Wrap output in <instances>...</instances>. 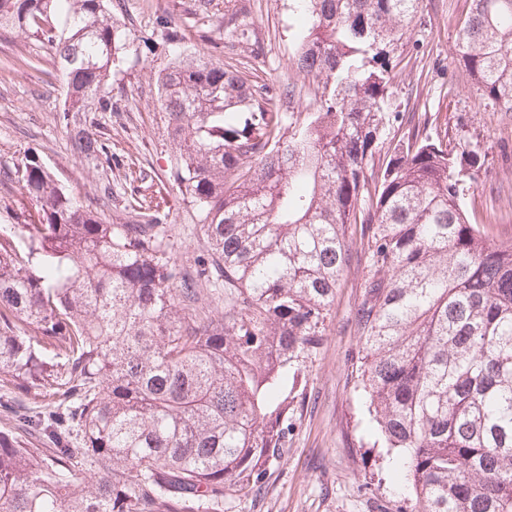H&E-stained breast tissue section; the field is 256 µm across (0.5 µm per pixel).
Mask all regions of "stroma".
<instances>
[{"mask_svg":"<svg viewBox=\"0 0 512 512\" xmlns=\"http://www.w3.org/2000/svg\"><path fill=\"white\" fill-rule=\"evenodd\" d=\"M469 0H423L417 22L392 54V108L427 119L429 136L470 142L482 167L464 202L471 222L489 225L512 241V120L485 107L458 62L457 22ZM236 13L224 23L225 8ZM126 31L123 61L112 76L113 111L87 115L118 167L79 154L58 113L66 87L52 49L14 29L0 33V168L19 169L37 157L86 204L103 183L114 197L105 220L119 224L130 197L170 192L172 147L156 79L173 60L162 39L166 27L182 35L187 51L239 69L244 77L290 87L284 112H310L316 85L293 64L300 26L294 0H213L208 13L196 0H112ZM173 262L194 270L206 260L203 230L192 209L169 219ZM345 270L322 341L306 362L307 385L295 403L282 455L246 497L225 496L223 512H396L400 496L382 480L381 451L363 446L354 399L361 348L356 312L368 275L360 246Z\"/></svg>","mask_w":512,"mask_h":512,"instance_id":"1","label":"stroma"}]
</instances>
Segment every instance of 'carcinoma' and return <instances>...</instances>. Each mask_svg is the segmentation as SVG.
<instances>
[{
	"label": "carcinoma",
	"mask_w": 512,
	"mask_h": 512,
	"mask_svg": "<svg viewBox=\"0 0 512 512\" xmlns=\"http://www.w3.org/2000/svg\"><path fill=\"white\" fill-rule=\"evenodd\" d=\"M301 2L313 111L281 112L285 89L201 57L157 78L175 200L210 256L193 274L168 258L171 206L135 199L109 224L36 156L16 171L34 211L27 251L0 230V381L52 392L33 430L56 448L0 433V512H217L224 491H251L283 447L356 233L362 439L419 512H512V241L463 207L476 148L414 125L393 135L390 53L422 0ZM13 28L55 49L59 121L112 166L83 121L112 111V0H0ZM457 40L476 92L512 117V0H470ZM220 281L224 313L190 314Z\"/></svg>",
	"instance_id": "carcinoma-1"
}]
</instances>
